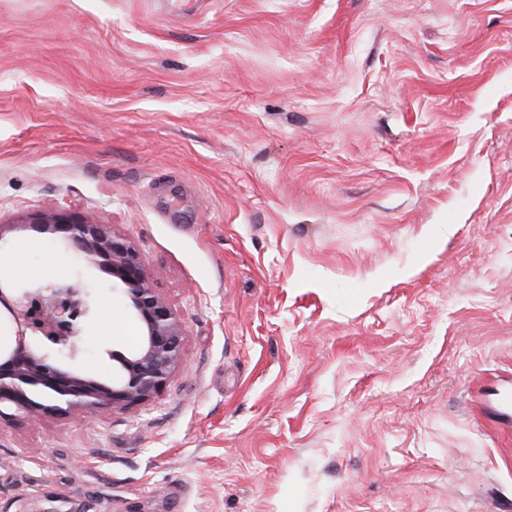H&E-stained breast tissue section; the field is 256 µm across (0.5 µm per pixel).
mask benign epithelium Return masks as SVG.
<instances>
[{
	"mask_svg": "<svg viewBox=\"0 0 512 512\" xmlns=\"http://www.w3.org/2000/svg\"><path fill=\"white\" fill-rule=\"evenodd\" d=\"M29 223L73 249L80 265L109 272L138 321L140 336L134 348L112 351V377H87L74 369L82 354L81 325L94 301L83 275L46 288L0 287V307L16 326L13 345L0 347V420L91 414L148 402L181 365L186 334L137 249L112 225L82 214L39 212L29 216Z\"/></svg>",
	"mask_w": 512,
	"mask_h": 512,
	"instance_id": "1",
	"label": "benign epithelium"
}]
</instances>
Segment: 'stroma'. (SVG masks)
Masks as SVG:
<instances>
[{
  "instance_id": "1",
  "label": "stroma",
  "mask_w": 512,
  "mask_h": 512,
  "mask_svg": "<svg viewBox=\"0 0 512 512\" xmlns=\"http://www.w3.org/2000/svg\"><path fill=\"white\" fill-rule=\"evenodd\" d=\"M193 11L0 0V281L72 278L26 217L80 213L186 329L145 405L1 420L0 512H512V0Z\"/></svg>"
}]
</instances>
